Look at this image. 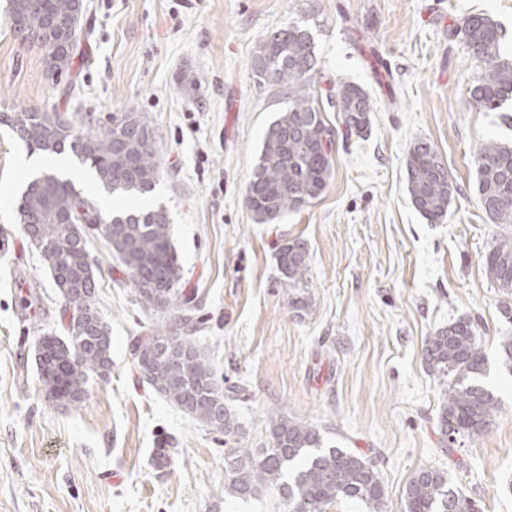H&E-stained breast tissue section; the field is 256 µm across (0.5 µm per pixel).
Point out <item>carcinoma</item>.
I'll use <instances>...</instances> for the list:
<instances>
[{"label": "carcinoma", "mask_w": 512, "mask_h": 512, "mask_svg": "<svg viewBox=\"0 0 512 512\" xmlns=\"http://www.w3.org/2000/svg\"><path fill=\"white\" fill-rule=\"evenodd\" d=\"M78 0H52L59 19H77ZM7 12L20 31L41 35L47 70L58 73L70 65L79 39L51 27L44 0H8ZM465 47L476 49L478 74L469 89L479 106L496 111L512 99V62L501 57L503 33L490 18L470 15L458 24ZM316 55L309 34L288 26L269 34L253 57L258 77L288 99V108L264 136L263 150L246 187V203L257 222L267 223L297 210L325 189L332 163L329 144L333 131L323 120L314 90ZM339 111L347 133L362 135L372 111L368 95L346 84ZM17 134L28 150L47 155L72 153L95 173L104 189L117 197L152 192L162 177L154 147L145 146L154 129L139 112L112 117L111 124L91 118L82 127H65L57 112H21ZM478 203L497 224H512V147L492 140L475 155ZM408 190L415 207L431 222L448 213L452 183L448 170L431 145L420 139L407 158ZM18 218L50 271L66 305H84L94 318L68 321L69 336L55 341L69 351L64 369L44 363L38 368L43 390L51 400L62 396L78 407L87 394L90 376L106 378L112 371L109 327L93 297L97 284L89 261L87 225H97L112 254L121 261L134 287L137 304L164 315L180 313L190 300L178 288L180 266L171 243L170 222L162 208L117 210L105 218L94 199L82 195L67 178L44 173L32 179L17 206ZM487 276L512 295V237L502 238L485 256ZM277 264L288 283L289 305L305 311L309 283L308 250L294 239L278 251ZM199 322L177 341L163 330L131 340V355L141 375L161 396L200 423L224 434V494L247 499L276 490L288 512H322L338 498L361 500L376 509L383 489L372 462L347 448L325 445L322 434L307 421L283 416L269 419V447L238 448L241 425L227 407L233 396L224 392L197 338ZM422 359L439 379L442 406L440 434L453 453L458 445L488 428L499 401L479 378L488 360L474 324L465 318L440 328L425 339ZM405 512H477L475 502L448 484L436 468L418 469L405 488Z\"/></svg>", "instance_id": "obj_1"}]
</instances>
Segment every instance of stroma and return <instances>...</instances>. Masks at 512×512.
<instances>
[{"label": "stroma", "mask_w": 512, "mask_h": 512, "mask_svg": "<svg viewBox=\"0 0 512 512\" xmlns=\"http://www.w3.org/2000/svg\"><path fill=\"white\" fill-rule=\"evenodd\" d=\"M68 70L21 43L0 0V512H283L266 492L224 494V437L156 394L130 355L133 337L163 324L134 304L120 262L99 233L89 251L94 305L111 330L112 372L91 377L80 407L49 400L36 364L41 336H66L64 301L18 220L16 202L41 173L69 177L104 214L132 206L169 216L179 286L201 323L198 343L219 382L238 388L240 445L268 447V420L308 421L327 440L374 461L380 512H405L404 491L424 466L444 471L483 512H512V373L500 364L504 294L486 276L496 239L512 235L477 198L474 155L512 146V101L478 106L477 64L450 31L470 14L506 30L512 0H86ZM288 25L314 39L318 107L334 131L322 194L258 223L245 202L264 133L286 100L252 69L260 40ZM368 95L366 137L344 134L341 84ZM153 127L164 174L150 196H105L70 155H33L10 118L27 111L104 119L129 110ZM425 139L448 169L447 217L430 222L407 189V157ZM308 249L311 299L288 303L276 255ZM474 322L488 359L482 379L499 401L485 433L447 453L442 397L425 367L427 336ZM171 463L156 469L157 442Z\"/></svg>", "instance_id": "obj_1"}]
</instances>
